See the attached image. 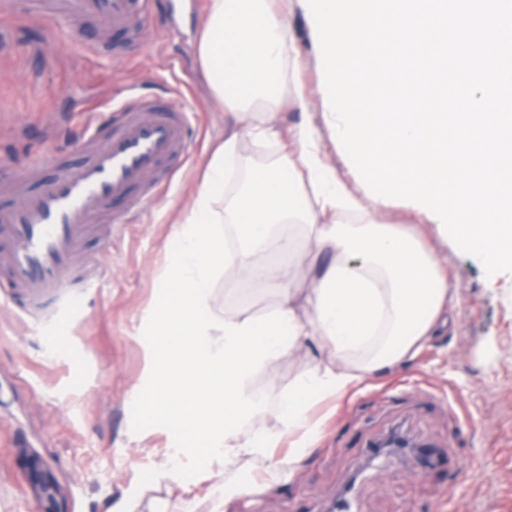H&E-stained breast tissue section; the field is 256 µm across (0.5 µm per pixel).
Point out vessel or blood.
I'll use <instances>...</instances> for the list:
<instances>
[{
  "label": "vessel or blood",
  "mask_w": 512,
  "mask_h": 512,
  "mask_svg": "<svg viewBox=\"0 0 512 512\" xmlns=\"http://www.w3.org/2000/svg\"><path fill=\"white\" fill-rule=\"evenodd\" d=\"M152 0H58V12L68 22L92 16L104 25L149 40L144 19ZM187 111L140 89H126L124 98L106 114L92 111L78 127L77 136L90 160L58 173L42 188L30 191L27 172H16L7 187L11 204L0 206V272L5 273L13 299L32 304L59 296L71 280L81 255L82 241L93 222L116 231L123 213L108 211L112 199L132 206L155 204L159 188L171 177L172 163L187 158L190 144L184 134ZM112 134L100 139V121Z\"/></svg>",
  "instance_id": "1"
}]
</instances>
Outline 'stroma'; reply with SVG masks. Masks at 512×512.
Returning a JSON list of instances; mask_svg holds the SVG:
<instances>
[{
	"mask_svg": "<svg viewBox=\"0 0 512 512\" xmlns=\"http://www.w3.org/2000/svg\"><path fill=\"white\" fill-rule=\"evenodd\" d=\"M210 0H168L149 44L133 45L121 30L92 17L74 28L52 12H0V179L38 158V184L58 163L87 161L72 140L84 111L105 110L113 94L144 87L172 99L193 118L195 146L173 166L160 202L131 210L118 237L95 229L84 255L108 259L109 278L88 289L71 324L53 308L20 311L0 300V512H328L356 472L357 512H512V273L486 275L426 213L404 200L383 209L385 224L415 230L433 248L457 290L448 323L404 358L339 397L317 398L321 434L293 473L271 481L259 458L232 467L194 447L173 446L166 429L145 418L143 396L155 364L148 350L149 317L167 303L171 267L187 217L214 148L235 119L210 97L196 47ZM287 40L299 65V87L282 92L275 116L282 129L313 128L328 167L356 197L368 188L331 131L321 109L324 74L317 31L306 0H288ZM125 48L123 56L112 47ZM269 288L238 283L232 270L213 283L210 316L225 306L261 316L277 303ZM443 455L424 470L415 449L373 466V445L394 429ZM280 440L272 455L287 456L291 440L280 413L261 409L238 423V441ZM36 455L57 485L30 494L26 462ZM253 483L250 495L226 497L225 478Z\"/></svg>",
	"mask_w": 512,
	"mask_h": 512,
	"instance_id": "35a3bbf8",
	"label": "stroma"
}]
</instances>
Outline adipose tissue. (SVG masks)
Returning a JSON list of instances; mask_svg holds the SVG:
<instances>
[{"instance_id":"1","label":"adipose tissue","mask_w":512,"mask_h":512,"mask_svg":"<svg viewBox=\"0 0 512 512\" xmlns=\"http://www.w3.org/2000/svg\"><path fill=\"white\" fill-rule=\"evenodd\" d=\"M197 54L211 96L242 120L275 111L296 68L271 0H212ZM280 136L268 121L225 135L178 232L168 307L150 317L156 421L177 444L223 456L228 467L276 446L274 435L262 444L230 440L232 426L267 404L283 415L295 447L310 446L321 427L312 397L342 395L405 357L443 322L456 296L432 252L378 223V201L352 196L328 172L307 125L291 130L296 151L260 166L242 158V138ZM285 224L307 232L281 234ZM227 268L243 282L273 287L277 305L259 318L232 308L209 318L213 280ZM304 280L301 309L296 287ZM311 346L320 357L293 388L256 393L255 370Z\"/></svg>"}]
</instances>
